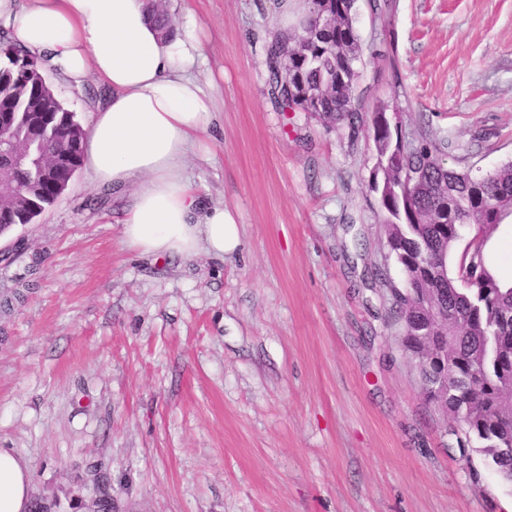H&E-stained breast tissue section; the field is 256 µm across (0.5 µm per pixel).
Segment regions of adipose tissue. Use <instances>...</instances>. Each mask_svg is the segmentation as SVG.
I'll list each match as a JSON object with an SVG mask.
<instances>
[{"mask_svg": "<svg viewBox=\"0 0 512 512\" xmlns=\"http://www.w3.org/2000/svg\"><path fill=\"white\" fill-rule=\"evenodd\" d=\"M155 0H0V27L47 70L74 82L95 76L111 90L82 144L97 187L129 192L125 243L156 257H221L241 243L220 204H207L182 171L207 133L212 98L195 72L206 62L193 22L163 38ZM30 477L0 448V512H28Z\"/></svg>", "mask_w": 512, "mask_h": 512, "instance_id": "ef3b65f1", "label": "adipose tissue"}]
</instances>
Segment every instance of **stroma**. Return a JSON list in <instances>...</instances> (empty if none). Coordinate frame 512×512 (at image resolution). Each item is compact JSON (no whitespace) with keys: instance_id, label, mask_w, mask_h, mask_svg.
I'll return each mask as SVG.
<instances>
[{"instance_id":"35a3bbf8","label":"stroma","mask_w":512,"mask_h":512,"mask_svg":"<svg viewBox=\"0 0 512 512\" xmlns=\"http://www.w3.org/2000/svg\"><path fill=\"white\" fill-rule=\"evenodd\" d=\"M356 2L354 126L284 112L269 93L279 0H166L193 18L215 82L185 168L240 230L228 256L124 244L126 196L78 169L0 262V448L31 497L87 512H507L512 486L425 400L391 319L372 116L398 98L405 136L447 143L477 176L512 161V0ZM88 125L108 90L49 72Z\"/></svg>"}]
</instances>
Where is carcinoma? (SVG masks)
Instances as JSON below:
<instances>
[{
    "label": "carcinoma",
    "mask_w": 512,
    "mask_h": 512,
    "mask_svg": "<svg viewBox=\"0 0 512 512\" xmlns=\"http://www.w3.org/2000/svg\"><path fill=\"white\" fill-rule=\"evenodd\" d=\"M355 0H307L308 16L299 26L279 31L267 48L271 95L293 112H315L328 124H354L359 99L355 68L359 43L354 27ZM335 14L334 25L315 30L310 17ZM37 65L7 44L0 48V108L24 115L32 107L45 113L38 142L18 138L28 153L33 181L18 203L24 223H33L54 202L51 186L38 178L42 167L60 160L58 178L82 156H65L63 128L80 142L84 130L56 94L30 78ZM398 134L372 119L376 157L372 181L380 189L386 246L400 265L403 286H391L390 315L403 323L404 347L418 371L426 400L460 424L451 428L461 449L480 443L485 463L512 484V458L499 444L512 442V282L489 276L484 251L461 255L456 273L448 258L463 229L491 237L512 215V162L476 178L446 166L439 144L423 135L397 145ZM451 310L457 320H437L433 309Z\"/></svg>",
    "instance_id": "1"
}]
</instances>
